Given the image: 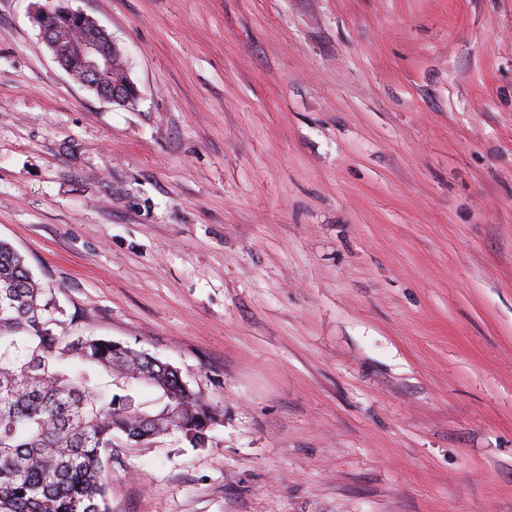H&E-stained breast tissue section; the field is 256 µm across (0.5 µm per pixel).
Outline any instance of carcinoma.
I'll return each mask as SVG.
<instances>
[{
	"mask_svg": "<svg viewBox=\"0 0 512 512\" xmlns=\"http://www.w3.org/2000/svg\"><path fill=\"white\" fill-rule=\"evenodd\" d=\"M62 314L0 241V512H110L102 472L114 433H176L202 447L219 423L175 367L110 339L63 336Z\"/></svg>",
	"mask_w": 512,
	"mask_h": 512,
	"instance_id": "obj_1",
	"label": "carcinoma"
}]
</instances>
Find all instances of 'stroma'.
Returning a JSON list of instances; mask_svg holds the SVG:
<instances>
[{"mask_svg": "<svg viewBox=\"0 0 512 512\" xmlns=\"http://www.w3.org/2000/svg\"><path fill=\"white\" fill-rule=\"evenodd\" d=\"M0 0V240L71 335L176 367L112 512H512V0H69L118 105Z\"/></svg>", "mask_w": 512, "mask_h": 512, "instance_id": "1", "label": "stroma"}]
</instances>
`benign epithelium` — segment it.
<instances>
[{
  "mask_svg": "<svg viewBox=\"0 0 512 512\" xmlns=\"http://www.w3.org/2000/svg\"><path fill=\"white\" fill-rule=\"evenodd\" d=\"M57 16L73 20L79 31L76 38H57L56 26L53 24V19ZM37 18L46 45L67 73L75 70L81 72L83 85L107 101L122 105L136 101L138 90L132 80L112 85L105 82L104 77L112 64L116 45L107 31L92 17L60 3L40 10Z\"/></svg>",
  "mask_w": 512,
  "mask_h": 512,
  "instance_id": "1",
  "label": "benign epithelium"
}]
</instances>
